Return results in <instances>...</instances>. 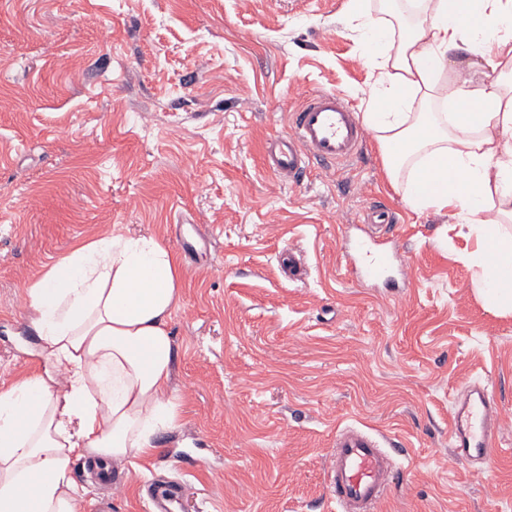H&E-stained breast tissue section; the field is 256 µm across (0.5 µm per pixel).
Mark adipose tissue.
<instances>
[{"instance_id": "ef3b65f1", "label": "adipose tissue", "mask_w": 512, "mask_h": 512, "mask_svg": "<svg viewBox=\"0 0 512 512\" xmlns=\"http://www.w3.org/2000/svg\"><path fill=\"white\" fill-rule=\"evenodd\" d=\"M472 47L501 66L512 53V0H432L428 24L391 43L366 27L385 65L364 125L379 134L389 174L407 170L417 211L459 210L480 243L473 260L493 305H512V70L502 79L439 85L449 49ZM442 98L450 112L432 111ZM496 213L485 217L488 199ZM43 372L0 391V512H78L73 456L104 463L151 456L173 430L169 323L181 301L179 258L149 234L124 229L76 244L26 288Z\"/></svg>"}]
</instances>
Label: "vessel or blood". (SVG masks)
Returning <instances> with one entry per match:
<instances>
[{"label":"vessel or blood","instance_id":"1","mask_svg":"<svg viewBox=\"0 0 512 512\" xmlns=\"http://www.w3.org/2000/svg\"><path fill=\"white\" fill-rule=\"evenodd\" d=\"M368 135L358 112L333 91H312L288 113V129L266 146V166L278 177L296 180L308 167L336 171L359 158ZM365 222L368 235H346V260L354 261V274L366 283L406 287L410 276L374 232L391 229L394 219L385 209L371 207ZM501 423L489 382L467 385L450 415L448 443L460 462L489 470L497 451ZM395 462L381 436L360 425L336 431L330 456L332 496L341 512H376ZM182 485L160 482L149 489L155 512H175Z\"/></svg>","mask_w":512,"mask_h":512}]
</instances>
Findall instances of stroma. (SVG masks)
<instances>
[{"mask_svg": "<svg viewBox=\"0 0 512 512\" xmlns=\"http://www.w3.org/2000/svg\"><path fill=\"white\" fill-rule=\"evenodd\" d=\"M365 8L394 41L428 21L412 0ZM378 73L350 0H0V389L42 369L25 287L74 243L120 224L176 249L194 230L170 323L180 423L114 466L112 512H150L159 476L184 512H338L346 424L407 450L379 512H512V310L487 302L456 210L414 211L374 132L339 173L264 162L306 93L362 113ZM374 205L411 265L399 295L345 272L343 227ZM484 379L503 430L478 474L448 421Z\"/></svg>", "mask_w": 512, "mask_h": 512, "instance_id": "35a3bbf8", "label": "stroma"}]
</instances>
